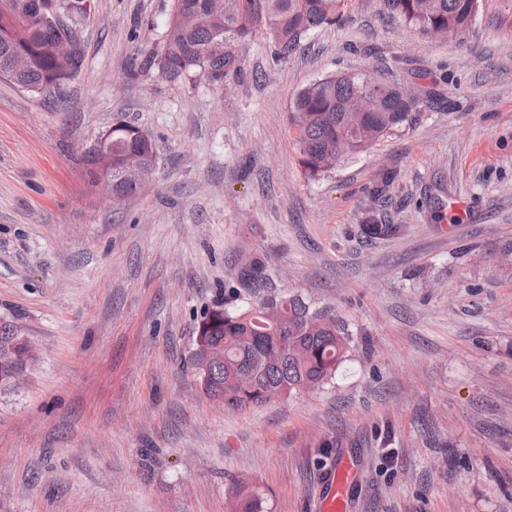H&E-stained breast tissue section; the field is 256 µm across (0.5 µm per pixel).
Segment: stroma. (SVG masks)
Instances as JSON below:
<instances>
[{
	"instance_id": "stroma-1",
	"label": "stroma",
	"mask_w": 512,
	"mask_h": 512,
	"mask_svg": "<svg viewBox=\"0 0 512 512\" xmlns=\"http://www.w3.org/2000/svg\"><path fill=\"white\" fill-rule=\"evenodd\" d=\"M172 0H55L81 66L53 95L0 81V320L35 363L0 395V512H315L339 456L346 512H512V0L427 39L348 0L282 59L258 34L221 85L161 77ZM370 72L433 93L417 123L311 178L286 115L312 81ZM158 148L115 200L83 153L113 124ZM398 224L369 240L364 217ZM258 255L272 291L353 333L323 388L247 412L190 356L204 308Z\"/></svg>"
}]
</instances>
